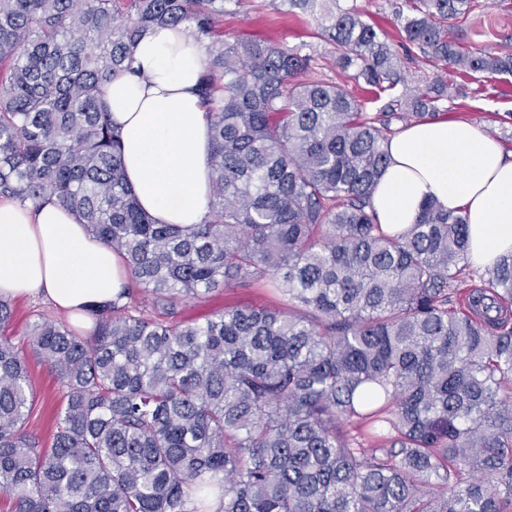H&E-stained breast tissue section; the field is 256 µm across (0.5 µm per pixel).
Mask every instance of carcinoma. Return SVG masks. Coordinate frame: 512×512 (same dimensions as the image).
<instances>
[{
	"label": "carcinoma",
	"mask_w": 512,
	"mask_h": 512,
	"mask_svg": "<svg viewBox=\"0 0 512 512\" xmlns=\"http://www.w3.org/2000/svg\"><path fill=\"white\" fill-rule=\"evenodd\" d=\"M282 2L349 78L401 82L356 6ZM241 4L0 0V197L76 212L155 310L129 289L90 306L89 337L32 325L63 393L49 448L26 428L27 360L0 336V496L15 512H512V252L473 271L459 312L465 217L429 202L388 233L371 207L393 122L435 117L443 88L366 112L301 46L225 42ZM477 8L406 0L397 22L435 67L512 72L455 39ZM182 23L206 43L212 140L208 218L189 228L141 211L99 95L143 31ZM267 284L284 305L169 321L185 298Z\"/></svg>",
	"instance_id": "1"
}]
</instances>
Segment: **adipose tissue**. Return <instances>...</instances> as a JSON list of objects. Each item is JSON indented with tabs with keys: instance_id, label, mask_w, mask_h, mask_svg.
<instances>
[{
	"instance_id": "obj_1",
	"label": "adipose tissue",
	"mask_w": 512,
	"mask_h": 512,
	"mask_svg": "<svg viewBox=\"0 0 512 512\" xmlns=\"http://www.w3.org/2000/svg\"><path fill=\"white\" fill-rule=\"evenodd\" d=\"M205 48L186 25L156 26L134 47L131 72L101 98L122 144L125 178L159 224L188 227L209 212V126L196 92ZM389 164L372 195L384 230L415 222L421 204L466 216L470 255L487 264L512 251V158L465 120L413 123L387 142ZM128 281L119 254L58 202H0V296L42 293L73 322L117 300Z\"/></svg>"
}]
</instances>
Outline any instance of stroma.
<instances>
[{
    "label": "stroma",
    "instance_id": "stroma-1",
    "mask_svg": "<svg viewBox=\"0 0 512 512\" xmlns=\"http://www.w3.org/2000/svg\"><path fill=\"white\" fill-rule=\"evenodd\" d=\"M405 0H356L368 23L382 30L397 54L405 49L396 25V13ZM473 19L461 25L455 35L464 48L476 52H492L512 56V0H478ZM280 0H245L238 14L224 18L223 39L229 43L266 41L287 48L304 46L322 64L326 79L340 85L349 94L368 99L369 112L383 109L389 95L369 100L366 89L348 79L332 62V47L317 38L316 21L312 15L299 13L281 16ZM402 75L411 87H421L434 79L448 85L447 95L440 102V117L469 121L483 132L495 137L506 151H512V73L488 76L465 74L453 67L436 68L422 57L405 64ZM277 301L274 288H220L203 299H189L177 307L176 318L181 322L201 321L227 306H271ZM14 316L6 329L12 343L26 356L33 406L28 421L29 430L43 446H50L54 433V416L61 402L62 388L49 365L33 350L29 331L31 325L48 318L67 322L68 317L41 293L13 298Z\"/></svg>",
    "mask_w": 512,
    "mask_h": 512
}]
</instances>
